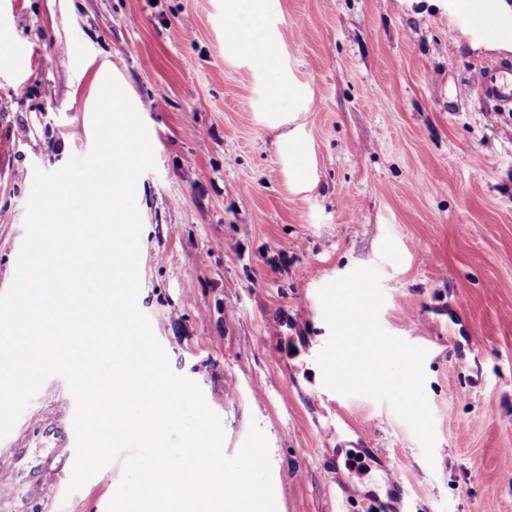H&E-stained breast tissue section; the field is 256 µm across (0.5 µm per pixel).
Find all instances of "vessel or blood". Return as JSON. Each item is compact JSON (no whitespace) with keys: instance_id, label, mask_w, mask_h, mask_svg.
<instances>
[{"instance_id":"vessel-or-blood-1","label":"vessel or blood","mask_w":512,"mask_h":512,"mask_svg":"<svg viewBox=\"0 0 512 512\" xmlns=\"http://www.w3.org/2000/svg\"><path fill=\"white\" fill-rule=\"evenodd\" d=\"M448 9L460 24L475 36H483L488 23L512 34V14L476 15L467 0H448ZM473 85L484 100L501 110L512 111V61L503 59L475 72ZM75 400L64 407L38 408L16 422L11 433L0 440V506L22 494L29 502H45L64 497L70 476L37 460L32 449H48L52 458L60 457L74 464L76 436L73 417Z\"/></svg>"}]
</instances>
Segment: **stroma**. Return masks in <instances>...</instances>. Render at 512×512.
<instances>
[{
  "label": "stroma",
  "mask_w": 512,
  "mask_h": 512,
  "mask_svg": "<svg viewBox=\"0 0 512 512\" xmlns=\"http://www.w3.org/2000/svg\"><path fill=\"white\" fill-rule=\"evenodd\" d=\"M446 4L0 0V47L27 53L0 68V293L35 170L91 151L113 76L155 157L135 189L137 306L223 451L262 430L276 512H386L394 478L407 512H512V112L471 83L512 39L472 40ZM257 29L261 67L235 37ZM364 266L388 334L428 329L433 461L389 404L322 396L318 291ZM283 308L310 343L273 334ZM122 476L111 463L57 512H107Z\"/></svg>",
  "instance_id": "1"
}]
</instances>
